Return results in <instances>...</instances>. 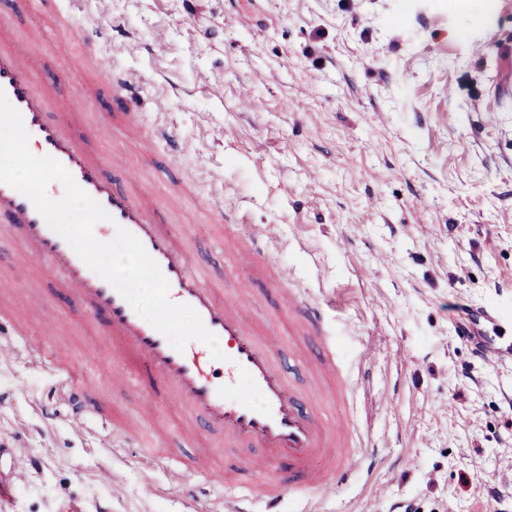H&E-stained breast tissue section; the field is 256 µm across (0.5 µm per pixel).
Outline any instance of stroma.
I'll use <instances>...</instances> for the list:
<instances>
[{
  "label": "stroma",
  "instance_id": "35a3bbf8",
  "mask_svg": "<svg viewBox=\"0 0 512 512\" xmlns=\"http://www.w3.org/2000/svg\"><path fill=\"white\" fill-rule=\"evenodd\" d=\"M17 16L46 76L70 69L83 42L96 51L54 89L56 111L99 148L142 161L111 97L80 100L96 70L141 82V125L174 128L189 144L176 172L162 153L152 183L179 182L176 231L215 278L233 247L193 204L217 194L226 211L263 225L267 311L289 373L283 291L319 302L350 391L329 407L373 445L371 465L323 496H284L278 512H512V365L490 366L458 335L467 312L492 308L488 335L512 339V0H0ZM121 25L112 35L102 30ZM0 231V300L39 294L44 363L31 362L0 319V512H227L218 481H175L205 432L156 439L186 422L153 393L117 389L130 362H104L111 423H70L53 372L78 364L93 327L59 298L43 260L18 263ZM286 266L272 281L267 266ZM120 423L143 440L113 434ZM498 487L500 498L488 496Z\"/></svg>",
  "mask_w": 512,
  "mask_h": 512
}]
</instances>
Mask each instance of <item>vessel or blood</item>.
Listing matches in <instances>:
<instances>
[{
    "label": "vessel or blood",
    "instance_id": "obj_1",
    "mask_svg": "<svg viewBox=\"0 0 512 512\" xmlns=\"http://www.w3.org/2000/svg\"><path fill=\"white\" fill-rule=\"evenodd\" d=\"M40 68L39 59L16 35L13 18L0 13V89L21 113L30 147L58 160L110 213V220L98 223L97 239L110 241L122 227L140 240L168 280L170 299L194 308L228 357L219 379L212 371L215 360L203 343L189 342L181 352L173 349L49 227L25 195L0 183V223L19 239L24 255L40 257L59 276L70 309L97 325L112 357L135 363L134 376L123 379V386L136 390L142 380L160 382L163 396L181 402L206 427L223 432L224 453L234 459L222 474L231 512H261V504L277 502L284 493H319L363 469L368 456L353 448L360 437L355 424L305 413L303 402L324 400L321 387L295 385L282 366L276 338L255 326L253 315L265 295L249 281L260 255L261 231L249 228L233 252L237 291L234 298L220 297L203 280L192 251L170 223V213L182 205V190L161 193L146 187L144 169L118 158L113 174H106L99 155L73 130L69 115L53 111L51 90L38 77ZM97 87L111 92L116 111L122 112L129 133L143 144L146 155H153L162 143L169 165H177L186 143L172 128L144 133L135 78L106 70L100 72ZM196 204L211 223L233 221L221 196H200ZM288 314L296 321L297 334L309 337L314 347L307 372L335 373L336 344L327 332L323 306L292 295ZM479 355L489 365L511 364L512 340L486 339ZM100 358V348L94 347L86 351L83 365L56 370L75 422L107 417L91 373ZM214 455V448L196 449L183 473L208 474Z\"/></svg>",
    "mask_w": 512,
    "mask_h": 512
}]
</instances>
